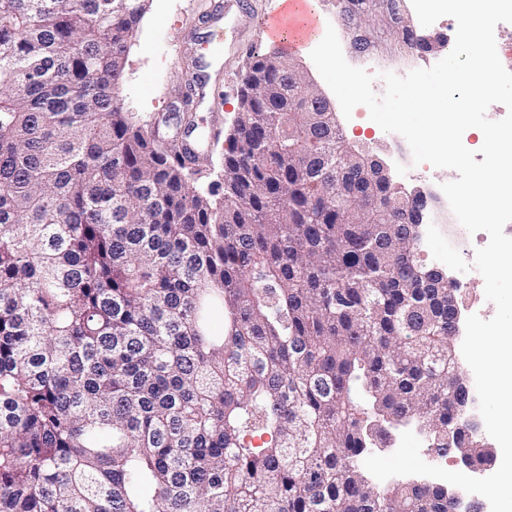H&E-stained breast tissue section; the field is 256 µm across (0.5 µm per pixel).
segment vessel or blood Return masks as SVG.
<instances>
[{"label":"vessel or blood","instance_id":"vessel-or-blood-1","mask_svg":"<svg viewBox=\"0 0 512 512\" xmlns=\"http://www.w3.org/2000/svg\"><path fill=\"white\" fill-rule=\"evenodd\" d=\"M262 29L266 37L278 41L289 52H300L322 27L312 0H279L277 10L265 18Z\"/></svg>","mask_w":512,"mask_h":512}]
</instances>
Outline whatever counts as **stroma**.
Wrapping results in <instances>:
<instances>
[{"label":"stroma","mask_w":512,"mask_h":512,"mask_svg":"<svg viewBox=\"0 0 512 512\" xmlns=\"http://www.w3.org/2000/svg\"><path fill=\"white\" fill-rule=\"evenodd\" d=\"M244 19L237 21L216 53L218 62L209 73L208 94L194 110L199 130H207L210 114H218L224 133H231L238 108L241 75L250 54L276 49L260 24L272 11L274 0H243ZM216 0H147L146 12L127 53L119 99L124 112L140 125H151L170 113L187 78L200 64V45L209 30L203 21L212 16Z\"/></svg>","instance_id":"obj_1"}]
</instances>
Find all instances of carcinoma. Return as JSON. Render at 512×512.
Listing matches in <instances>:
<instances>
[{
    "instance_id": "cac0c4a2",
    "label": "carcinoma",
    "mask_w": 512,
    "mask_h": 512,
    "mask_svg": "<svg viewBox=\"0 0 512 512\" xmlns=\"http://www.w3.org/2000/svg\"><path fill=\"white\" fill-rule=\"evenodd\" d=\"M145 0H0V512H450L361 461L455 412L448 302L288 70L237 113L224 202L117 97ZM402 0H340L368 50ZM218 309L224 332L208 317ZM267 435L258 447L248 437Z\"/></svg>"
}]
</instances>
